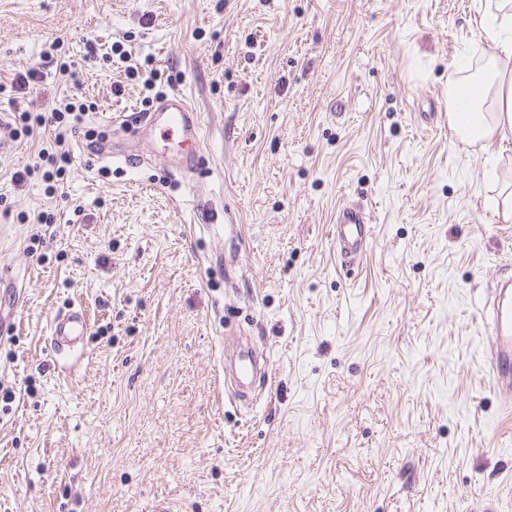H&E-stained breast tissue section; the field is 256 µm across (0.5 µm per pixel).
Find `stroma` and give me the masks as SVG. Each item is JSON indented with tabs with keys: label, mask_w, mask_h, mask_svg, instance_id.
Here are the masks:
<instances>
[{
	"label": "stroma",
	"mask_w": 512,
	"mask_h": 512,
	"mask_svg": "<svg viewBox=\"0 0 512 512\" xmlns=\"http://www.w3.org/2000/svg\"><path fill=\"white\" fill-rule=\"evenodd\" d=\"M485 2L0 0V104H93L58 190L14 178L51 134L0 159V512H512L482 324L512 270L492 204L512 138L448 128ZM177 90L203 130L191 178L176 142L111 122ZM115 141L140 166L98 154ZM353 203L374 241L345 273L330 230ZM72 306L91 334L66 361L48 324ZM235 336L270 357L246 402Z\"/></svg>",
	"instance_id": "1"
}]
</instances>
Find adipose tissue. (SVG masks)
Returning a JSON list of instances; mask_svg holds the SVG:
<instances>
[{"instance_id": "adipose-tissue-1", "label": "adipose tissue", "mask_w": 512, "mask_h": 512, "mask_svg": "<svg viewBox=\"0 0 512 512\" xmlns=\"http://www.w3.org/2000/svg\"><path fill=\"white\" fill-rule=\"evenodd\" d=\"M483 34L493 50L481 82L465 74L461 61L448 71V126L467 145L512 133V0L490 6Z\"/></svg>"}]
</instances>
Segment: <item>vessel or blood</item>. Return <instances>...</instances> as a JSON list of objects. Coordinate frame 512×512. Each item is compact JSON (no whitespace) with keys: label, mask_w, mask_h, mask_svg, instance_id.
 I'll return each instance as SVG.
<instances>
[{"label":"vessel or blood","mask_w":512,"mask_h":512,"mask_svg":"<svg viewBox=\"0 0 512 512\" xmlns=\"http://www.w3.org/2000/svg\"><path fill=\"white\" fill-rule=\"evenodd\" d=\"M151 130L162 137H181L199 143L202 127L196 112L181 94H173L151 114ZM336 256L348 267L359 264L373 242L372 225L364 206L349 204L336 215L331 234ZM484 318L490 336V358L485 368L491 389L512 395V276L497 281ZM90 321L83 308L74 307L52 317L49 334L56 353L70 355L83 348Z\"/></svg>","instance_id":"1"}]
</instances>
